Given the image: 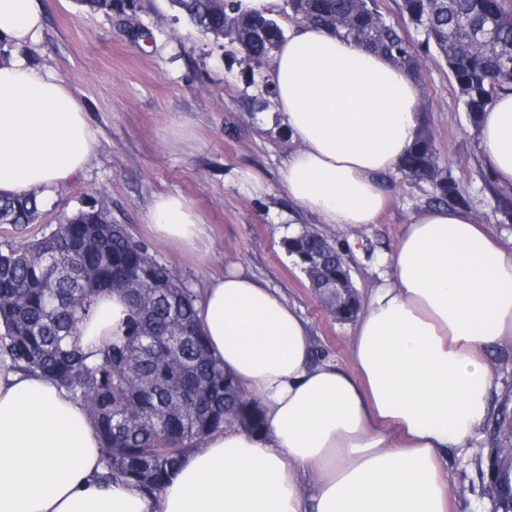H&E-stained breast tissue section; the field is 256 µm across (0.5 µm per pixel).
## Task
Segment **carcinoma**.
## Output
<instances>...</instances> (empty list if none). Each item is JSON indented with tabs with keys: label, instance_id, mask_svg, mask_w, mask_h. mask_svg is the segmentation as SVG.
<instances>
[{
	"label": "carcinoma",
	"instance_id": "1",
	"mask_svg": "<svg viewBox=\"0 0 512 512\" xmlns=\"http://www.w3.org/2000/svg\"><path fill=\"white\" fill-rule=\"evenodd\" d=\"M78 2L108 17L135 7V0ZM172 2L198 31L229 39L250 61L270 57L285 38L272 17L237 15L234 0ZM398 8L402 25L387 19L378 0H284L280 13L296 28L322 27L379 52L414 78L424 59L442 58L478 129L494 96L512 91V0H401ZM400 170L431 185L432 203H467L463 186L440 163L426 120ZM495 195L497 211L512 221V195L500 189ZM39 218L38 194L0 196V224L16 228ZM283 246L336 320L353 319L357 296L338 300L331 290L336 269L346 267L335 244L302 231ZM112 292L128 302L123 335L87 352L80 325L97 299ZM195 302L175 268L150 255L102 205L60 215L56 228L40 238L0 243V356L83 403L99 436L100 478L107 483L154 496L206 435L226 426L264 427L261 403L247 397L210 352ZM490 436L495 447L512 441L508 404L499 409ZM476 466L484 495L491 479L512 483V456L487 455Z\"/></svg>",
	"mask_w": 512,
	"mask_h": 512
}]
</instances>
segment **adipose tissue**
Returning <instances> with one entry per match:
<instances>
[{
    "instance_id": "adipose-tissue-1",
    "label": "adipose tissue",
    "mask_w": 512,
    "mask_h": 512,
    "mask_svg": "<svg viewBox=\"0 0 512 512\" xmlns=\"http://www.w3.org/2000/svg\"><path fill=\"white\" fill-rule=\"evenodd\" d=\"M39 0H0V196L43 194L81 175L98 139L74 92L22 55L43 28ZM275 102L294 148L290 197L322 223H376L386 178L421 123L417 82L387 58L318 27L274 54ZM478 147L512 192V93L483 112ZM147 222L188 252L200 220L177 194ZM355 324L352 369L311 361L307 324L250 274L210 277L197 305L208 346L263 404V431L207 435L164 489L102 484L98 433L52 380L0 364V512H448L443 467L485 426L490 349L512 343V253L464 207L414 212ZM120 293L99 298L84 348L115 334Z\"/></svg>"
}]
</instances>
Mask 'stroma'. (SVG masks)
Segmentation results:
<instances>
[{
	"instance_id": "1",
	"label": "stroma",
	"mask_w": 512,
	"mask_h": 512,
	"mask_svg": "<svg viewBox=\"0 0 512 512\" xmlns=\"http://www.w3.org/2000/svg\"><path fill=\"white\" fill-rule=\"evenodd\" d=\"M136 3L135 10L109 18L76 0H41L44 28L30 56L73 89L99 148L78 178L43 197L37 223L21 230L0 225V241L50 233L61 213L97 200L154 257L173 264L193 292L228 266L244 267L307 322L313 362L351 368L352 323L327 314L282 241L303 226L334 240L360 303H367L410 214L427 205L429 185L392 173L389 207L378 223L354 230L304 212L279 182L293 143L280 137L276 103L263 90L269 69L242 53L227 54L225 40L197 32L171 0ZM418 84L429 100L442 164L465 188L468 209L512 250V223L495 210L488 170L447 65L427 59ZM245 172L262 191L242 181ZM167 193L184 196L199 215L201 242L193 255L157 239L146 222L153 198ZM488 448L482 431L471 448L450 456V512H491L489 500L473 489L479 480L474 460Z\"/></svg>"
}]
</instances>
